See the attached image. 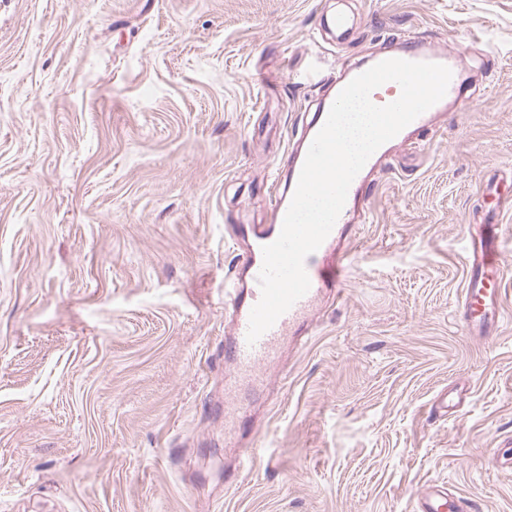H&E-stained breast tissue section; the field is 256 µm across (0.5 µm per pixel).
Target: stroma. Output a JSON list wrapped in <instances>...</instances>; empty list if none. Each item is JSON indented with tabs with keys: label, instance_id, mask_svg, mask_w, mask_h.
Instances as JSON below:
<instances>
[{
	"label": "stroma",
	"instance_id": "35a3bbf8",
	"mask_svg": "<svg viewBox=\"0 0 512 512\" xmlns=\"http://www.w3.org/2000/svg\"><path fill=\"white\" fill-rule=\"evenodd\" d=\"M410 35L458 52L472 105L376 175L344 296L268 369L266 456L226 488L231 230L268 223L327 78ZM510 195L512 0H0V512H411L432 482L512 512ZM484 224L490 342L456 322Z\"/></svg>",
	"mask_w": 512,
	"mask_h": 512
}]
</instances>
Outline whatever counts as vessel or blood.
I'll list each match as a JSON object with an SVG mask.
<instances>
[{
	"mask_svg": "<svg viewBox=\"0 0 512 512\" xmlns=\"http://www.w3.org/2000/svg\"><path fill=\"white\" fill-rule=\"evenodd\" d=\"M382 57L386 60L439 63L453 71L456 66L451 54L436 51L414 38L406 39L399 47L383 52ZM468 105L469 100L462 92L461 76L454 71L445 96L372 154L352 181L345 205L332 231L305 260L304 266L310 280L309 291L251 344L247 341V331L250 312L261 297L258 277L263 264L262 248L274 242L281 232L308 149L324 125L330 107L325 104L314 112L299 139L285 181L276 180L271 184V221L252 227L253 243L238 259L244 274L230 279L233 312L230 330L224 337V361L234 371L236 386L229 390L228 395L235 400L236 409L224 418L226 438L232 439L238 435L239 423L250 407V394L262 389L263 373L268 367L279 363L283 344L290 337L307 335L313 324L312 312L324 297L342 296L349 259L345 239L354 228L351 213L356 202L365 199L370 176L386 164L395 145L408 141L411 135L427 133L442 113L450 110L460 112ZM499 233V225L487 224L477 237L469 241L466 288L459 311V323L464 330H473L501 313L502 293L498 282L505 260L498 244ZM416 512H471V507L467 498L429 484L420 493Z\"/></svg>",
	"mask_w": 512,
	"mask_h": 512,
	"instance_id": "1",
	"label": "vessel or blood"
}]
</instances>
